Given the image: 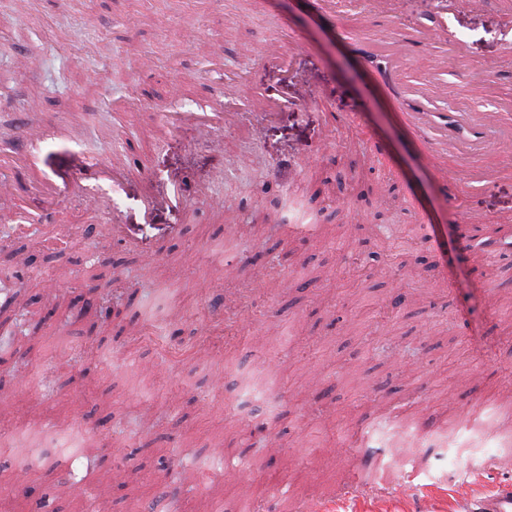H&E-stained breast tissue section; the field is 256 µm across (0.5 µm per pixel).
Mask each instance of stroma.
I'll use <instances>...</instances> for the list:
<instances>
[{
	"label": "stroma",
	"instance_id": "obj_1",
	"mask_svg": "<svg viewBox=\"0 0 512 512\" xmlns=\"http://www.w3.org/2000/svg\"><path fill=\"white\" fill-rule=\"evenodd\" d=\"M394 18L431 34L407 55L440 72L438 108L512 112V0L327 16L312 0H0V172L22 186L0 193V280L29 363L17 375L0 351L12 512L28 490L46 512H86L53 477L85 448L109 512H240L225 475L243 458L262 512L330 496L368 459L455 512L452 489L512 435V168L486 145L500 176L444 195L356 51ZM278 43L289 69L257 54ZM201 110L231 116L215 140L195 133ZM96 161L133 172L98 183L94 211L73 184ZM114 220L129 241L105 232ZM116 282L117 313L88 332L75 310Z\"/></svg>",
	"mask_w": 512,
	"mask_h": 512
}]
</instances>
